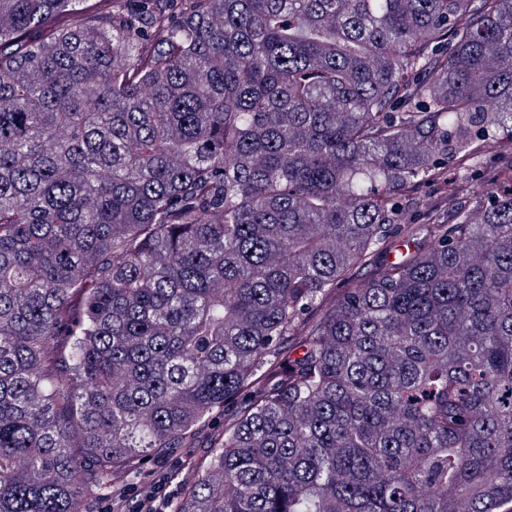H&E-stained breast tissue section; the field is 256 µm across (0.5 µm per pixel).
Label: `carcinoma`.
Segmentation results:
<instances>
[{
  "instance_id": "obj_1",
  "label": "carcinoma",
  "mask_w": 512,
  "mask_h": 512,
  "mask_svg": "<svg viewBox=\"0 0 512 512\" xmlns=\"http://www.w3.org/2000/svg\"><path fill=\"white\" fill-rule=\"evenodd\" d=\"M84 2L0 0V512L242 401L175 512H512V184L395 235L512 131V0Z\"/></svg>"
}]
</instances>
